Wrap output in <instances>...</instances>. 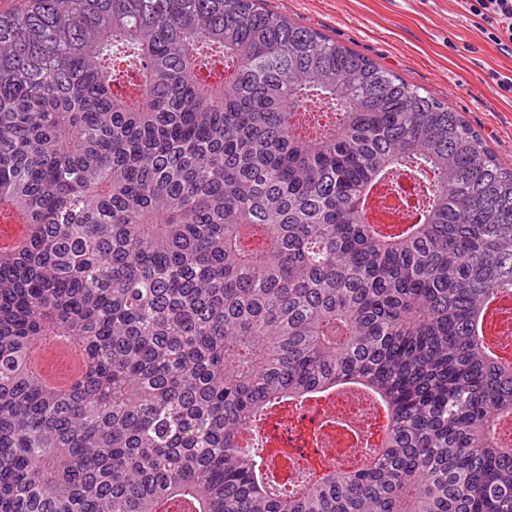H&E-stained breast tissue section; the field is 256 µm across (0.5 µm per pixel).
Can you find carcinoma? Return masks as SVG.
<instances>
[{
    "label": "carcinoma",
    "mask_w": 512,
    "mask_h": 512,
    "mask_svg": "<svg viewBox=\"0 0 512 512\" xmlns=\"http://www.w3.org/2000/svg\"><path fill=\"white\" fill-rule=\"evenodd\" d=\"M260 2L0 12V512H512L483 340L512 169ZM43 344L81 376L47 382ZM341 383L383 403L380 450L285 489L243 433Z\"/></svg>",
    "instance_id": "cac0c4a2"
}]
</instances>
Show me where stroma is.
<instances>
[{"mask_svg": "<svg viewBox=\"0 0 512 512\" xmlns=\"http://www.w3.org/2000/svg\"><path fill=\"white\" fill-rule=\"evenodd\" d=\"M302 26L422 87L461 115L512 168V95L493 75L512 56L483 35L461 0H263Z\"/></svg>", "mask_w": 512, "mask_h": 512, "instance_id": "1", "label": "stroma"}]
</instances>
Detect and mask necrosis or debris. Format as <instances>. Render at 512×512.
<instances>
[{"mask_svg": "<svg viewBox=\"0 0 512 512\" xmlns=\"http://www.w3.org/2000/svg\"><path fill=\"white\" fill-rule=\"evenodd\" d=\"M266 420L269 469L297 484L314 483L329 470L362 466V445L379 446L387 427L384 408L355 386L273 408Z\"/></svg>", "mask_w": 512, "mask_h": 512, "instance_id": "necrosis-or-debris-1", "label": "necrosis or debris"}]
</instances>
